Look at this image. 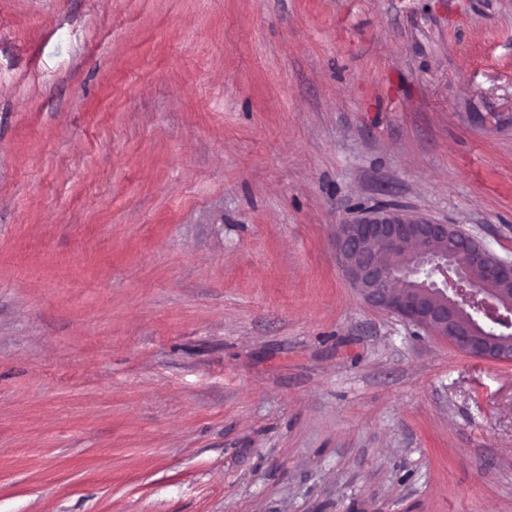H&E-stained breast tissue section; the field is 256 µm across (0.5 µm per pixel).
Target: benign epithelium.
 Listing matches in <instances>:
<instances>
[{"instance_id": "obj_1", "label": "benign epithelium", "mask_w": 512, "mask_h": 512, "mask_svg": "<svg viewBox=\"0 0 512 512\" xmlns=\"http://www.w3.org/2000/svg\"><path fill=\"white\" fill-rule=\"evenodd\" d=\"M352 288L479 360L512 363V262L450 224L379 213L336 231Z\"/></svg>"}]
</instances>
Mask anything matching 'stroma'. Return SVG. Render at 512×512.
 I'll list each match as a JSON object with an SVG mask.
<instances>
[{"label":"stroma","mask_w":512,"mask_h":512,"mask_svg":"<svg viewBox=\"0 0 512 512\" xmlns=\"http://www.w3.org/2000/svg\"><path fill=\"white\" fill-rule=\"evenodd\" d=\"M377 212L512 261V0H0V512H512Z\"/></svg>","instance_id":"obj_1"}]
</instances>
